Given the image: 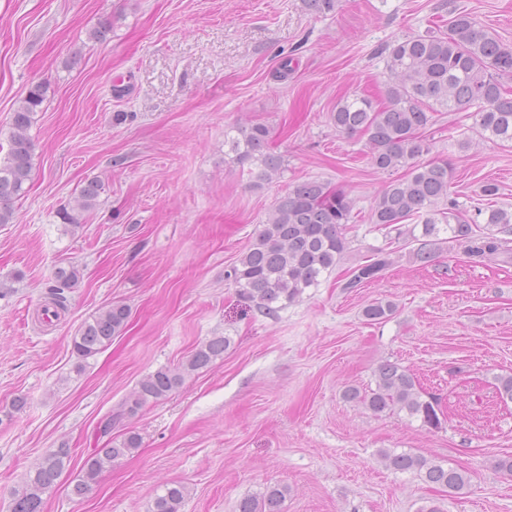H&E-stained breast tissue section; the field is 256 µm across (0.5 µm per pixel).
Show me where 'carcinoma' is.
<instances>
[{
    "mask_svg": "<svg viewBox=\"0 0 512 512\" xmlns=\"http://www.w3.org/2000/svg\"><path fill=\"white\" fill-rule=\"evenodd\" d=\"M386 69L385 102L354 93L340 98L329 116L337 131L365 138L374 170L389 174L406 170L386 182L375 197L372 223L395 227L411 217L420 219V235L412 239L417 244L414 256L424 262L449 241L477 257L508 249L512 212L503 208L477 210V214L485 215L486 225V232L478 233L479 225L470 223L457 204L448 201L452 179L448 161L423 163L420 157L429 151L422 132L433 124L437 111L466 112L474 107L480 134L512 142V90L501 82V78L512 76V49L478 27L469 15L458 13L444 32L430 31L390 44L386 48ZM44 101V86L33 85L13 112L9 149L0 156V224L13 221L12 203L26 193L32 172L28 130ZM224 144L233 154L232 161L259 167L255 174L258 180L272 179L281 167V156L270 152V131L264 125L231 127L224 132ZM101 190L100 180L88 181L80 191L78 208L93 209ZM442 201L448 203V210L437 209ZM352 218L353 201L345 191L327 182L304 181L274 202L254 242L227 271V279L242 301L269 314L278 303L298 299L305 289L319 283L323 273L336 267L346 249L344 230ZM389 265L388 254L380 250L369 262L348 270L342 288H360L376 280ZM78 279L79 271L74 267L57 271L56 285L50 290L55 308H66L64 292ZM392 313L393 305L383 301L364 310L370 321L384 320ZM128 318L129 309L124 304L100 311L73 336V353L81 360L100 353L123 331ZM229 345L228 337L214 336L196 347L179 366L163 367L144 376L121 409L105 418L100 434L109 435L112 422L124 415L132 416L148 403L167 399L187 376L223 357ZM345 396L375 414L403 413L431 429L441 425L438 401L425 397L415 377L395 363L378 367L375 388L364 393L349 389ZM138 448L139 435L129 431L123 439L109 441V447L95 449L82 463L73 492H87L113 461ZM378 456L387 468L414 472L431 488L450 496L462 493L470 483L467 471L422 455L382 449ZM71 462L72 448L62 442L35 463L15 492L12 512H43V496ZM188 494L187 486L167 483L153 499L150 512H181ZM287 496L288 487L269 485L261 493L243 498L238 512H283Z\"/></svg>",
    "mask_w": 512,
    "mask_h": 512,
    "instance_id": "cac0c4a2",
    "label": "carcinoma"
}]
</instances>
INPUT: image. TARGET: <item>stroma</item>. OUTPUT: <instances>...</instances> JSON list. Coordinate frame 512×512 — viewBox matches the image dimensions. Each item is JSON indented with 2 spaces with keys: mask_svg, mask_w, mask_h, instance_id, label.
<instances>
[{
  "mask_svg": "<svg viewBox=\"0 0 512 512\" xmlns=\"http://www.w3.org/2000/svg\"><path fill=\"white\" fill-rule=\"evenodd\" d=\"M454 10L512 47V0H337L324 14L304 0H0V151L28 88H46L29 190L0 224V512L38 460L63 441L80 461L103 447L100 421L143 376L215 336L231 339L222 359L114 423L111 438L134 431L140 448L82 495L78 469L65 470L43 512H149L173 481L189 489L181 512H238L274 484L289 488L284 512H418L429 500L441 512H512V476L495 467L512 455V400L495 388L512 374V253L472 257L448 243L418 261L409 235L370 220L387 177L364 139L329 121L340 96L382 95L387 45L445 29ZM99 26L104 39L89 40ZM475 120L440 112L423 133L470 219L512 211V143L480 136ZM239 124L269 128L283 161L272 180L226 160L224 132ZM92 179L104 190L83 212L74 199ZM307 180L354 200L347 249L265 315L225 274L275 200ZM379 251L391 259L380 278L344 289ZM70 266L79 281L65 312L43 317ZM378 300L394 314L367 321ZM115 303L130 310L125 330L78 362L73 336ZM385 361L439 399L440 428L345 398L373 388ZM382 448L463 468L470 486L442 495L387 469Z\"/></svg>",
  "mask_w": 512,
  "mask_h": 512,
  "instance_id": "obj_1",
  "label": "stroma"
}]
</instances>
